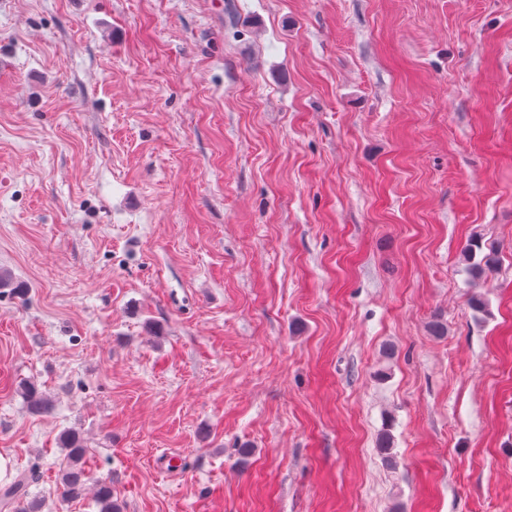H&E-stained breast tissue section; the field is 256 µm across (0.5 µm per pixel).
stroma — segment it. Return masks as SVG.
<instances>
[{
  "label": "stroma",
  "instance_id": "stroma-1",
  "mask_svg": "<svg viewBox=\"0 0 512 512\" xmlns=\"http://www.w3.org/2000/svg\"><path fill=\"white\" fill-rule=\"evenodd\" d=\"M0 57L7 481L512 512V0H0ZM481 242L471 241L464 249V260L467 263L466 271L473 280L482 278L486 272L494 269L498 263V252L490 247L479 260H475L477 252H482ZM65 451L62 484L66 497L78 496L92 476L85 466L88 447L83 435L76 430H66L59 436Z\"/></svg>",
  "mask_w": 512,
  "mask_h": 512
}]
</instances>
